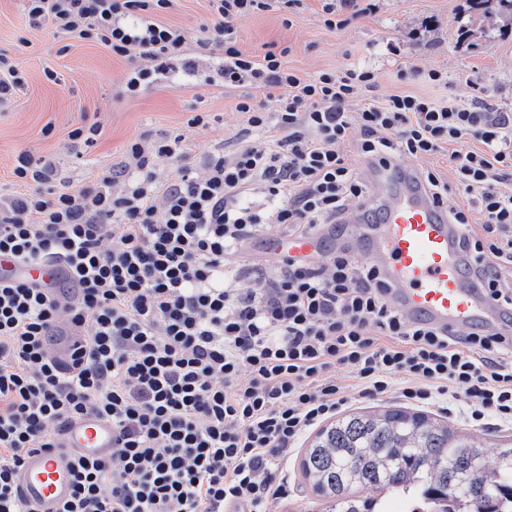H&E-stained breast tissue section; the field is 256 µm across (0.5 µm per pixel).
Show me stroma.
I'll use <instances>...</instances> for the list:
<instances>
[{
	"label": "stroma",
	"mask_w": 512,
	"mask_h": 512,
	"mask_svg": "<svg viewBox=\"0 0 512 512\" xmlns=\"http://www.w3.org/2000/svg\"><path fill=\"white\" fill-rule=\"evenodd\" d=\"M321 15L320 0H304L288 27L282 13H256L241 22L240 45L250 54L264 52L273 42L290 46L289 65L311 74L350 64L371 67L382 98L402 91L398 69L428 64L447 72V88L414 83L412 92L448 94L512 113V23L488 28L469 12L466 0H378L375 13L343 33L325 30ZM0 49L15 55L27 74L14 104L0 110V188L10 189L14 159L24 150L52 158L58 179L87 185L100 168L121 160L129 140L147 131L184 134L192 163L207 150L236 146L242 128L233 110L236 91L163 86L137 98L118 97L126 63L95 43L54 35L46 26L30 27L24 0H0ZM48 69L56 80L45 78ZM193 110L215 112L222 119L202 130L190 129L185 121ZM86 112L96 113L103 126L97 146L88 150L68 138ZM48 125L53 132L47 136L43 129ZM425 413L480 440L489 451L512 442V426L475 427L436 406ZM313 439L306 434L289 453L285 475L291 490L270 505V512H326L300 468Z\"/></svg>",
	"instance_id": "stroma-1"
}]
</instances>
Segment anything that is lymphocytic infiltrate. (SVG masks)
<instances>
[{
	"label": "lymphocytic infiltrate",
	"instance_id": "1",
	"mask_svg": "<svg viewBox=\"0 0 512 512\" xmlns=\"http://www.w3.org/2000/svg\"><path fill=\"white\" fill-rule=\"evenodd\" d=\"M26 2L32 26L125 60L130 94L170 60L207 62L219 87L238 90L251 138L195 167L183 134H144L78 188L49 187L50 159L18 154L0 255L59 264L66 277L52 289L0 280V512H31L15 486L24 455L88 415L111 423L115 446L75 459L60 512H266L284 495L289 450L350 402L339 367L366 395L461 404L479 427L512 423V327L407 321L344 237L349 208L370 194L362 165L414 160L457 229L471 286L511 310V112L408 91L447 85L431 66L399 70L404 91L379 100L372 68L308 74L287 50H242V19L302 0H208L194 37L163 20L177 0ZM259 239L321 253L262 258ZM240 265L254 287H240ZM64 326L78 340L63 366L52 341Z\"/></svg>",
	"mask_w": 512,
	"mask_h": 512
}]
</instances>
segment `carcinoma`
Segmentation results:
<instances>
[{"instance_id":"cac0c4a2","label":"carcinoma","mask_w":512,"mask_h":512,"mask_svg":"<svg viewBox=\"0 0 512 512\" xmlns=\"http://www.w3.org/2000/svg\"><path fill=\"white\" fill-rule=\"evenodd\" d=\"M472 8L512 21V0H469ZM302 470L330 512H387V492L401 512H512V445L494 456L471 436L400 409L350 413L322 428Z\"/></svg>"}]
</instances>
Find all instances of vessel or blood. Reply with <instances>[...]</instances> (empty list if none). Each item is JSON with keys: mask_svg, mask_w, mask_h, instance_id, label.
Segmentation results:
<instances>
[{"mask_svg": "<svg viewBox=\"0 0 512 512\" xmlns=\"http://www.w3.org/2000/svg\"><path fill=\"white\" fill-rule=\"evenodd\" d=\"M372 195L355 205L348 223L380 218L369 248L357 255L378 267L391 285L394 306L412 322L425 321L452 329L494 331L505 324L503 311L469 286L465 264L455 245L456 229L449 224L404 162L393 168L368 169ZM54 265L23 266L0 256V276L51 284ZM112 426L95 417L69 422L58 445L26 454L16 483L33 512H59L73 487L75 457L104 459L112 452Z\"/></svg>", "mask_w": 512, "mask_h": 512, "instance_id": "1", "label": "vessel or blood"}]
</instances>
